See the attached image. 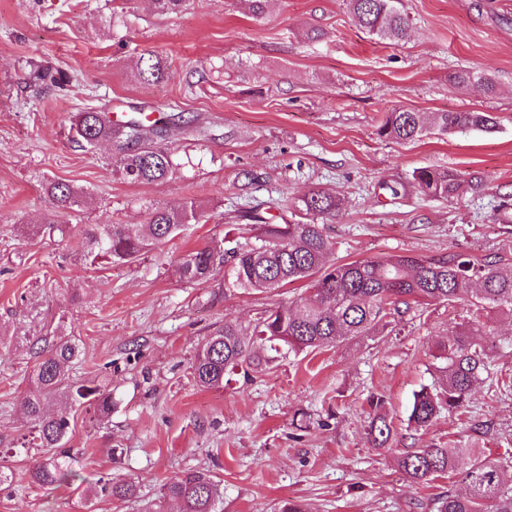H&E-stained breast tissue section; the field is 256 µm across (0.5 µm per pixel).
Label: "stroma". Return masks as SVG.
<instances>
[{"label": "stroma", "mask_w": 512, "mask_h": 512, "mask_svg": "<svg viewBox=\"0 0 512 512\" xmlns=\"http://www.w3.org/2000/svg\"><path fill=\"white\" fill-rule=\"evenodd\" d=\"M401 6L410 32L394 44L360 27L345 0H274L260 21L243 0H190L167 17L148 0H0V452L13 474L0 512H149L162 484L187 469L220 480L224 512H282L291 500L309 512H433L435 495L464 491L467 460L422 487L397 469L398 454L433 443L471 444L494 458L512 449V320L504 316L482 339L490 377L456 413L406 429L449 322L468 315L462 303L411 309L384 332L232 376L221 388L189 376L225 316L246 323L310 293L304 281L228 295L223 272L200 285L175 276L187 251L237 224L241 203L276 216L309 190L335 193L338 261L451 251L512 261V0ZM313 28L321 39H308ZM150 53L171 65L168 80L137 79ZM44 66L71 87L36 81ZM461 69L489 77L495 93L454 83ZM88 108L193 118L169 144L184 169L154 185L113 175L110 145L83 150L71 140L72 120ZM395 108L491 112L498 127L379 137ZM424 166L479 175L484 188L448 200L421 195L412 172ZM53 180L83 188V204L57 209L45 190ZM187 198L206 207V223L135 263L87 265L86 225L140 224L144 202ZM50 220L65 234L45 232ZM48 320L81 347L76 377L108 384L116 403L102 425L76 414L65 448L78 478L52 490L29 481L40 449L21 447L28 340ZM376 395L394 426L383 448L366 431ZM109 476L134 481L138 498L91 495Z\"/></svg>", "instance_id": "stroma-1"}]
</instances>
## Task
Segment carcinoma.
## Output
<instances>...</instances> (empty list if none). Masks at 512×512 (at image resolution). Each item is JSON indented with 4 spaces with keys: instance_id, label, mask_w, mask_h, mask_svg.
<instances>
[{
    "instance_id": "obj_1",
    "label": "carcinoma",
    "mask_w": 512,
    "mask_h": 512,
    "mask_svg": "<svg viewBox=\"0 0 512 512\" xmlns=\"http://www.w3.org/2000/svg\"><path fill=\"white\" fill-rule=\"evenodd\" d=\"M160 15L176 14L186 0H151ZM360 26L372 36L389 41L407 37L409 19L399 0H346ZM170 76L165 59L150 54L139 59L137 77L158 83ZM457 83L488 94L490 78L473 71L455 74ZM497 118L489 112H421L394 109L385 113L378 135L391 140H413L431 130L442 134L456 130L493 131ZM72 142L81 149L101 141L115 146L113 169L124 179L153 184L172 179L179 163L160 141L178 136L175 122L132 117L112 122L109 113L89 108L71 124ZM412 179L420 192L437 198H454L464 191L483 188L480 177L435 167H419ZM47 192L57 208L80 206L82 190L63 182L48 183ZM339 201L332 193L313 189L292 205L291 219L273 223L257 208H245L239 219L250 226L253 242L240 243L226 232L222 239L188 251L176 265V274L187 284L206 282L224 270V292H268L300 281H311L312 293L294 305H278L263 311L248 324L226 317L206 337L191 365L195 383L221 388L227 375L269 365L287 355L334 347L356 336L385 329L391 319L411 305L446 304L452 308L466 302L470 317L453 323L448 342L440 346L441 366L433 382L414 394L408 427L418 431L431 425L443 412L463 406L474 385L490 375V362L477 337L488 336L489 314L512 317V263L489 262L477 256L450 252L440 256L395 255L367 257L349 262H331L334 242L329 222L336 219ZM144 223L91 224L86 239L94 245L87 252L90 265L126 264L146 252L165 247L191 224L205 222V212L194 199L177 206L144 205ZM35 357L32 391L23 405L32 441L45 456L29 470L33 483L60 488L77 477L58 449L72 429L74 415L81 411L103 424L112 415V392L95 378L76 379L72 364L81 356L76 341L46 330L30 341ZM59 401L48 414L45 404ZM374 415L367 435L372 445L384 448L393 425L383 410V399L372 400ZM470 464L463 474L466 491L435 498L436 512H512V456L488 459L471 446L433 444L411 448L396 458L397 468L413 483L428 485L456 470L460 459ZM100 492L119 501L137 496L130 480L101 481ZM175 502L179 512H223L219 482L206 470L188 469L162 485L159 510Z\"/></svg>"
}]
</instances>
